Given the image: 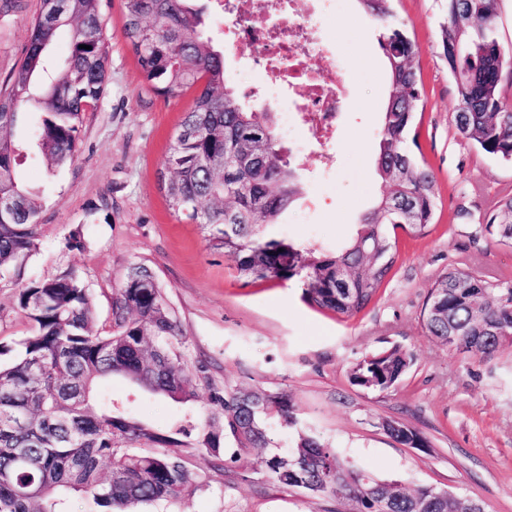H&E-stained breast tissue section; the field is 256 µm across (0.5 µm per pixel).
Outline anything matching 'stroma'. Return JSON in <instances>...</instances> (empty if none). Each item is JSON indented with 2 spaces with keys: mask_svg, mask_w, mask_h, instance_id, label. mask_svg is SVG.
I'll use <instances>...</instances> for the list:
<instances>
[{
  "mask_svg": "<svg viewBox=\"0 0 512 512\" xmlns=\"http://www.w3.org/2000/svg\"><path fill=\"white\" fill-rule=\"evenodd\" d=\"M40 5L12 0L0 7V90L24 57ZM392 9L418 48L415 154L433 171L440 204L427 235L397 231L395 265L364 310L342 318L311 307L297 279L244 284L197 225L171 213L160 174L196 91L163 96L144 80L123 34V0L99 2L106 86L82 116L73 160L51 172L41 164L24 167L26 182L42 191L40 249L25 276L48 279L75 268L94 303V327L105 331L114 288L131 265H145L186 338L178 347L186 368H207L201 398L212 387L288 393L301 424L363 470L477 499L486 512H512V349L468 362L432 340L423 325L429 287L448 271L512 282V248L474 230L512 194V163L483 154L457 133L458 94L442 43L446 0H393ZM319 21L351 69V95L333 162L310 144L303 127L289 124L284 145L302 159L297 174L304 194L268 232L332 249L384 189L373 158L388 78L379 45L383 26L358 0L324 5ZM16 291L14 282L0 280V348H15L29 332ZM396 344L412 351L415 363L395 390L351 383L357 360ZM108 389L116 406L162 431L203 407L201 399L175 403L120 377ZM384 419L417 430L426 448L393 440L380 427ZM267 426L270 447L226 460L223 470H213L208 456L188 453L186 464L202 476L203 487L153 512H348L344 500L310 496L269 478L259 460L288 454L292 431L276 417Z\"/></svg>",
  "mask_w": 512,
  "mask_h": 512,
  "instance_id": "stroma-1",
  "label": "stroma"
}]
</instances>
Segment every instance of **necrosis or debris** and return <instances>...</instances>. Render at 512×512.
Returning a JSON list of instances; mask_svg holds the SVG:
<instances>
[{
  "instance_id": "1",
  "label": "necrosis or debris",
  "mask_w": 512,
  "mask_h": 512,
  "mask_svg": "<svg viewBox=\"0 0 512 512\" xmlns=\"http://www.w3.org/2000/svg\"><path fill=\"white\" fill-rule=\"evenodd\" d=\"M318 0H252L251 19L241 21L229 35L267 56L264 91L249 87L245 96L263 94L280 113L300 114L310 143L327 152L336 140L337 120L346 107L349 68L335 80L313 66L315 59H331L330 45L315 21Z\"/></svg>"
}]
</instances>
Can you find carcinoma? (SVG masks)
<instances>
[{"mask_svg": "<svg viewBox=\"0 0 512 512\" xmlns=\"http://www.w3.org/2000/svg\"><path fill=\"white\" fill-rule=\"evenodd\" d=\"M66 11L48 23L37 15L20 65L0 92V280L19 281L38 249L40 191L19 173L28 158L52 170L72 160L82 113L99 99L107 51L99 10L92 0H64ZM385 24L380 47L388 64V101L374 166L386 190L334 251L259 233L275 224L304 192L285 159L269 113L246 106L232 85L224 54L201 30L192 0H123L124 34L153 89L176 95L195 87L161 174L173 214L197 221L210 248L224 252L245 283L298 278L313 307L352 316L376 296L395 262L396 229L425 236L439 194L433 172L408 149L421 100L413 62L417 47L392 0H359ZM501 0H446L443 51L457 85L455 125L462 139L484 154L512 162V56L497 38ZM69 55L51 78L48 54L60 33ZM90 49H84V46ZM38 114L24 139L15 135L19 110ZM239 190L224 206V191ZM500 245L512 246V195L500 199L485 225ZM16 307L30 330L8 364L0 363V512H138L194 494L203 480L184 461L196 448L224 466V439L234 454L271 443L267 419L298 424L285 393L212 389L202 415L160 431L114 408L102 384L122 376L175 402L199 398L193 373L173 341L181 339L155 274L129 267L112 299V326L93 329L88 289L73 269L31 281L16 292ZM427 334L471 362L512 346V284L493 283L454 270L430 287L423 313ZM415 361L393 346L366 355L351 368L352 384L378 392L394 389ZM272 480L309 495L341 497L351 512H485L477 501L429 487L402 488L350 462L316 436L300 430L285 456L261 461Z\"/></svg>", "mask_w": 512, "mask_h": 512, "instance_id": "obj_1", "label": "carcinoma"}]
</instances>
